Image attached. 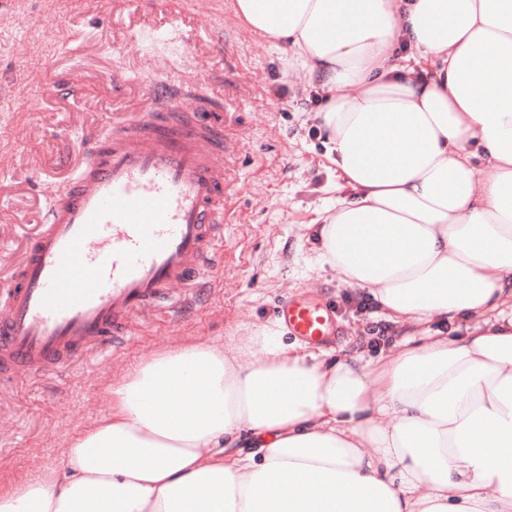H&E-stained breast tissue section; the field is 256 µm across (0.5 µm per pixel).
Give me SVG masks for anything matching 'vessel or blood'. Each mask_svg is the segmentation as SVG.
<instances>
[{
	"label": "vessel or blood",
	"mask_w": 512,
	"mask_h": 512,
	"mask_svg": "<svg viewBox=\"0 0 512 512\" xmlns=\"http://www.w3.org/2000/svg\"><path fill=\"white\" fill-rule=\"evenodd\" d=\"M155 108L97 140L50 201L0 307V385L107 360L140 321L177 309L224 270L226 159L221 123L181 111L155 88ZM279 320L318 341L332 332L320 303L284 301Z\"/></svg>",
	"instance_id": "1"
}]
</instances>
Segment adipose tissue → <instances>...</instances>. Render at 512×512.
<instances>
[{"label": "adipose tissue", "mask_w": 512, "mask_h": 512, "mask_svg": "<svg viewBox=\"0 0 512 512\" xmlns=\"http://www.w3.org/2000/svg\"><path fill=\"white\" fill-rule=\"evenodd\" d=\"M233 9L325 95L354 195L320 230V265L390 321L477 324L391 359L329 363L276 325L229 353L153 354L0 512H512V0Z\"/></svg>", "instance_id": "adipose-tissue-1"}]
</instances>
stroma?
Wrapping results in <instances>:
<instances>
[{"label": "stroma", "instance_id": "obj_1", "mask_svg": "<svg viewBox=\"0 0 512 512\" xmlns=\"http://www.w3.org/2000/svg\"><path fill=\"white\" fill-rule=\"evenodd\" d=\"M234 0H8L0 9V303L27 245L20 227L62 191L87 135L119 131L153 107L166 80L193 110L224 118L230 138L224 275L174 321L148 326L111 360L0 389V490L61 468L68 442L106 417L107 388L145 357L191 342L232 350L235 337L275 321L288 298L325 302L336 333L329 357L397 356L416 326L387 321L367 291L319 269L318 228L349 196L325 156L293 53L243 28Z\"/></svg>", "mask_w": 512, "mask_h": 512}]
</instances>
